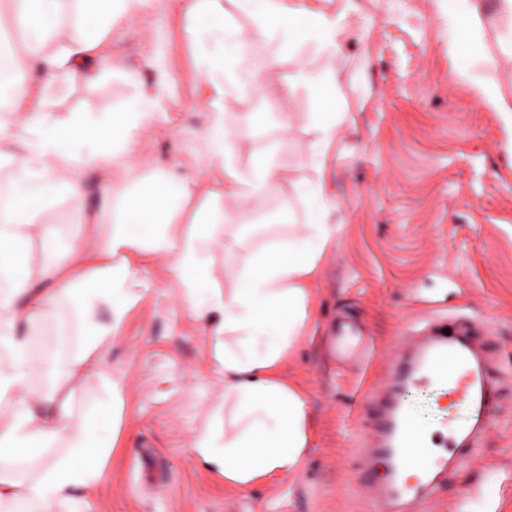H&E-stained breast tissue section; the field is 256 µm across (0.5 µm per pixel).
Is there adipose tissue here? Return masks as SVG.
Instances as JSON below:
<instances>
[{"mask_svg":"<svg viewBox=\"0 0 512 512\" xmlns=\"http://www.w3.org/2000/svg\"><path fill=\"white\" fill-rule=\"evenodd\" d=\"M62 0H16V23L25 35L20 53L0 50V163L13 166L21 196L35 204L0 206V410L10 420L0 424V508L19 503L37 512H78L69 492L93 490L103 479L111 446L96 428L67 433V403L48 394L33 399L30 385L38 372L68 381L95 372L92 353L121 322L128 304L137 302L142 269L163 259L172 282L189 300L190 320L207 330L224 364V409L194 430V450L202 464L224 477L225 488L244 492L264 478L300 472L312 440L305 389L284 380L283 360L304 337L317 304L310 280L316 262L336 236L324 221L322 199L313 202V222L287 246L258 252L250 272L231 293L211 287L202 243L222 228L221 200L246 195L262 200L276 172L267 159L257 160L250 175L231 162L233 147L224 135V114L210 113L201 132L209 165L191 175L161 171L153 184L164 192L154 201L138 195L116 200L103 175L112 166L135 169L144 131L162 127L164 112L142 100L124 111L93 115L72 112L57 118L45 99H34L18 73L40 69L46 87L59 82H90L112 59V30L131 22L153 0H75L78 32L58 51L47 43L57 29ZM259 11L268 29L285 45L302 38L335 51L336 22L319 0H240ZM187 8L201 33L211 35L215 50L205 59L206 87L224 94L228 58L225 45L245 53L248 38L224 20L223 0H188ZM81 205L101 204L115 217L119 232L87 246L73 240L67 259L52 247L54 230L37 223L38 213L57 193ZM40 237V279L26 273L29 245ZM75 314L82 352L67 360H35L17 326L42 324L61 306ZM112 321H99L100 306ZM64 447L50 457V448ZM37 458V477L15 476L21 461Z\"/></svg>","mask_w":512,"mask_h":512,"instance_id":"ef3b65f1","label":"adipose tissue"}]
</instances>
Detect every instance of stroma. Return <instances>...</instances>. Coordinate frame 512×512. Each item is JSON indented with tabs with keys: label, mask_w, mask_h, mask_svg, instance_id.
<instances>
[{
	"label": "stroma",
	"mask_w": 512,
	"mask_h": 512,
	"mask_svg": "<svg viewBox=\"0 0 512 512\" xmlns=\"http://www.w3.org/2000/svg\"><path fill=\"white\" fill-rule=\"evenodd\" d=\"M480 59L448 52V0H322L339 17L335 53L314 41L293 49L262 30L238 0H224L228 24L247 34L245 55L232 56L219 105L203 102L201 62L212 49L195 32L185 0H160L134 22L112 31V68L93 83H58L48 109L58 117L126 109L140 97L158 101L172 131L141 145L143 163L115 166L107 177L122 197L160 170L196 171L207 162L199 137L207 114L220 108L234 148L249 171L269 158L278 176L262 205L245 196L223 202L224 236L240 238L234 259L209 251L216 287H238L254 253L293 237L308 223V188L324 186L326 221L336 238L317 263L318 303L307 333L282 371L305 389L313 444L295 476L262 480L238 493L196 462L192 432L224 404V368L212 337L182 311L183 299L160 268L142 270L143 297L99 347L98 374L58 389L67 398L71 432L91 413L117 426L106 477L92 493L76 491L81 512H371L363 473L380 440L373 393L389 381L405 336L430 324L482 320L493 360L498 403L480 444L450 472L428 512H454L470 494L468 512H512V120L488 108L476 82L495 86L512 102V56L498 36L512 25L499 0H473ZM275 61L284 92L269 94L250 72ZM330 84L338 127L326 173L315 168L318 96L300 71ZM136 72L139 83L126 75ZM262 113L255 124L253 113ZM55 225L54 245L66 252L74 237L110 235L111 221L88 223L86 210L58 196L40 216ZM33 356L81 345L69 307L32 329ZM120 384L123 407L108 401ZM496 469L494 482L485 473Z\"/></svg>",
	"instance_id": "obj_1"
}]
</instances>
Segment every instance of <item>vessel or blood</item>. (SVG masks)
Listing matches in <instances>:
<instances>
[{
  "label": "vessel or blood",
  "mask_w": 512,
  "mask_h": 512,
  "mask_svg": "<svg viewBox=\"0 0 512 512\" xmlns=\"http://www.w3.org/2000/svg\"><path fill=\"white\" fill-rule=\"evenodd\" d=\"M414 350V356L393 372V384L399 395L432 386L446 399L441 442L432 444L424 430L410 425L399 395L386 400L379 417L383 442L377 452L397 457L402 471H417L418 477L410 482L396 474L384 486L373 487L374 512H426L441 477L463 461L497 406L490 364L472 327L426 337Z\"/></svg>",
  "instance_id": "obj_1"
}]
</instances>
